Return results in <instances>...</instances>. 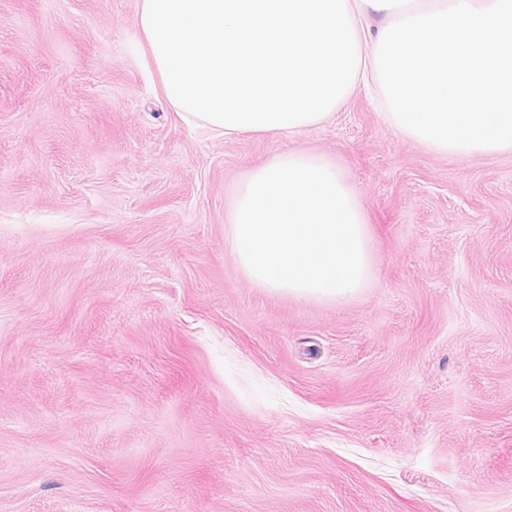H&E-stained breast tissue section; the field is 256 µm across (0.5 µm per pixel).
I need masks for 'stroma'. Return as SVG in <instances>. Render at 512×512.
<instances>
[{
  "label": "stroma",
  "mask_w": 512,
  "mask_h": 512,
  "mask_svg": "<svg viewBox=\"0 0 512 512\" xmlns=\"http://www.w3.org/2000/svg\"><path fill=\"white\" fill-rule=\"evenodd\" d=\"M138 5L0 0V512H512V154H433L362 92L188 128ZM299 148L362 194L344 302L231 261L236 184Z\"/></svg>",
  "instance_id": "stroma-1"
}]
</instances>
